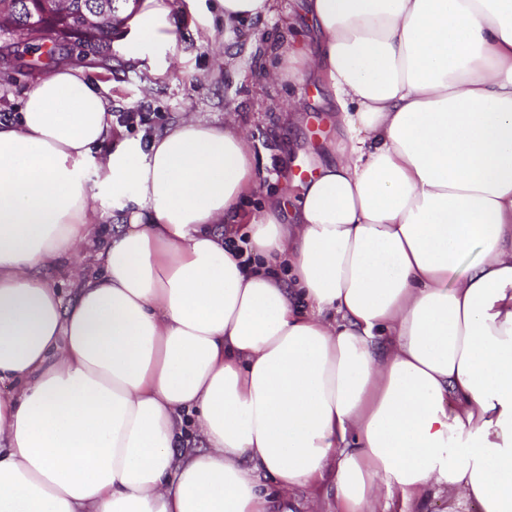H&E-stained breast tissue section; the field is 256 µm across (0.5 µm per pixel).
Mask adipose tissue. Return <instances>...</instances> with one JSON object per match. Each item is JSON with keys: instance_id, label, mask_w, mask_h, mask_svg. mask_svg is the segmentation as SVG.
Wrapping results in <instances>:
<instances>
[{"instance_id": "obj_1", "label": "adipose tissue", "mask_w": 512, "mask_h": 512, "mask_svg": "<svg viewBox=\"0 0 512 512\" xmlns=\"http://www.w3.org/2000/svg\"><path fill=\"white\" fill-rule=\"evenodd\" d=\"M302 9L263 74L318 80L340 135L304 182L282 144L259 209L236 113L117 135L57 67L0 121V512H292L328 481L334 512H512V0ZM130 27L125 59L175 47L164 0Z\"/></svg>"}]
</instances>
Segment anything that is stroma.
<instances>
[{
  "label": "stroma",
  "mask_w": 512,
  "mask_h": 512,
  "mask_svg": "<svg viewBox=\"0 0 512 512\" xmlns=\"http://www.w3.org/2000/svg\"><path fill=\"white\" fill-rule=\"evenodd\" d=\"M167 3L176 25L175 53L167 55L149 47L143 60L123 62L121 52L132 34L128 25L131 4L116 0L112 70L98 69L95 57H73L75 65L87 67L88 77L99 83L109 98L113 125L148 136L163 131L184 113L220 123L231 109L246 128L258 162L274 158L287 141L300 164L311 167L310 147L327 144L337 136L325 89L311 83L302 94V121L288 125L280 122L279 115L288 109L290 90L262 75L272 60L275 41L307 25L298 0H279L272 18L243 25L229 35L203 10L200 0ZM215 39L220 40L226 58L213 54L211 42Z\"/></svg>",
  "instance_id": "obj_1"
}]
</instances>
